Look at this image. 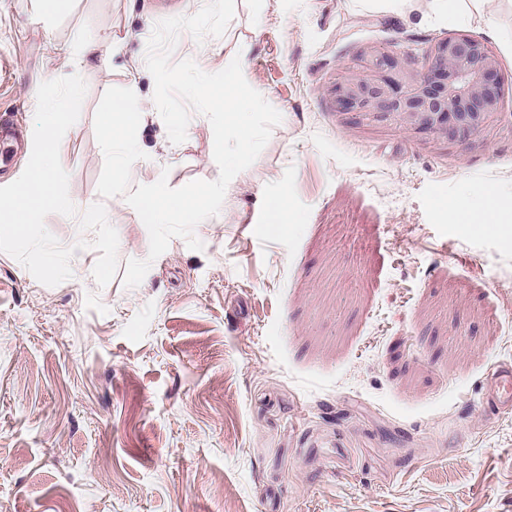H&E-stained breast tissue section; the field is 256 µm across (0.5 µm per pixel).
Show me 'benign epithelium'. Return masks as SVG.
<instances>
[{
    "mask_svg": "<svg viewBox=\"0 0 512 512\" xmlns=\"http://www.w3.org/2000/svg\"><path fill=\"white\" fill-rule=\"evenodd\" d=\"M503 92L497 59L470 34L436 43L421 67L408 53L376 51L363 70L344 71L334 89L344 112L389 117L407 130L458 142L480 134L500 112Z\"/></svg>",
    "mask_w": 512,
    "mask_h": 512,
    "instance_id": "obj_1",
    "label": "benign epithelium"
}]
</instances>
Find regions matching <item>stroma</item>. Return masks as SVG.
I'll return each mask as SVG.
<instances>
[{"mask_svg":"<svg viewBox=\"0 0 512 512\" xmlns=\"http://www.w3.org/2000/svg\"><path fill=\"white\" fill-rule=\"evenodd\" d=\"M203 3L0 0V113L18 124L0 186L30 158L39 85L79 74L69 196L103 202L120 263L146 259L134 209L98 194L94 116L136 83L153 118L132 185L218 178L207 117L172 144L152 75L127 74L158 21ZM479 11L236 0L223 36L180 33L172 61L210 73L246 43L249 84L282 120L195 227L203 250L173 238L135 288L98 287L92 248L54 287L0 252V512H512V408L484 399L487 370L512 361V0ZM457 34L504 77L501 112L468 143L337 109L343 68ZM485 192L502 226L478 232L457 210Z\"/></svg>","mask_w":512,"mask_h":512,"instance_id":"35a3bbf8","label":"stroma"}]
</instances>
